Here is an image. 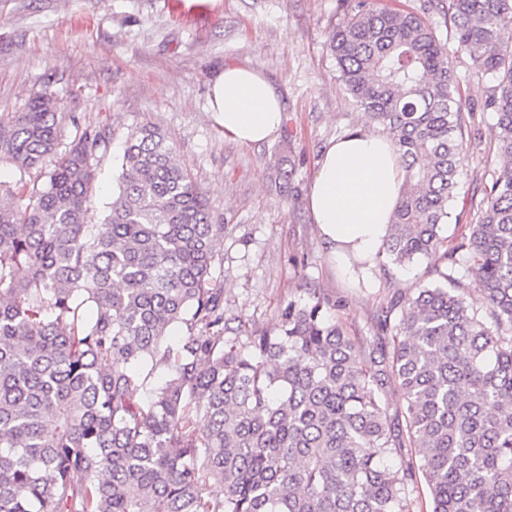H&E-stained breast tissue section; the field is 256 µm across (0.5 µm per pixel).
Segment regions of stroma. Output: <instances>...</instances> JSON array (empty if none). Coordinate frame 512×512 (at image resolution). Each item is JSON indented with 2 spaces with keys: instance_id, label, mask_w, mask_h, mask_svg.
Masks as SVG:
<instances>
[{
  "instance_id": "stroma-1",
  "label": "stroma",
  "mask_w": 512,
  "mask_h": 512,
  "mask_svg": "<svg viewBox=\"0 0 512 512\" xmlns=\"http://www.w3.org/2000/svg\"><path fill=\"white\" fill-rule=\"evenodd\" d=\"M0 0V115L23 111L49 91L66 114L62 143L77 128L106 124L87 221L102 223L118 189V157L136 126L152 124L204 192L212 223L223 225L211 275L224 289V324L259 333L276 326L291 298L318 293L354 341L378 336V317L393 296L434 278L427 263L374 268L345 277L330 257L308 208L324 148L339 135L383 128L367 120L338 78L330 36L359 0ZM260 69L282 101L279 136L241 144L211 118L209 87L225 64ZM465 115L468 157L454 209L469 214L489 172L496 115L486 110L487 82L470 58L453 60Z\"/></svg>"
}]
</instances>
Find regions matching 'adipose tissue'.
Returning <instances> with one entry per match:
<instances>
[{
    "label": "adipose tissue",
    "mask_w": 512,
    "mask_h": 512,
    "mask_svg": "<svg viewBox=\"0 0 512 512\" xmlns=\"http://www.w3.org/2000/svg\"><path fill=\"white\" fill-rule=\"evenodd\" d=\"M210 110L226 136L271 140L282 121L281 97L257 68L225 65L211 84ZM403 171L393 140L353 130L322 151L308 194L315 224L345 273L373 261L400 200Z\"/></svg>",
    "instance_id": "1"
}]
</instances>
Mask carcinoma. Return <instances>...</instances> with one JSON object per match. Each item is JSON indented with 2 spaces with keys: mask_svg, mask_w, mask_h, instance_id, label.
Listing matches in <instances>:
<instances>
[{
  "mask_svg": "<svg viewBox=\"0 0 512 512\" xmlns=\"http://www.w3.org/2000/svg\"><path fill=\"white\" fill-rule=\"evenodd\" d=\"M448 15L451 48L425 17L366 0L330 40L404 172L378 264L436 275L392 298L366 345L316 295L244 343L224 336L211 276L224 227L159 129L127 136L118 193L90 225L107 130L59 150L65 115L46 92L0 118V163L46 174L0 184V512H410L420 478L431 512H512V0H448ZM462 52L493 83L506 165L448 250ZM178 323L188 335L172 344ZM149 361L168 377L145 402Z\"/></svg>",
  "mask_w": 512,
  "mask_h": 512,
  "instance_id": "obj_1",
  "label": "carcinoma"
}]
</instances>
